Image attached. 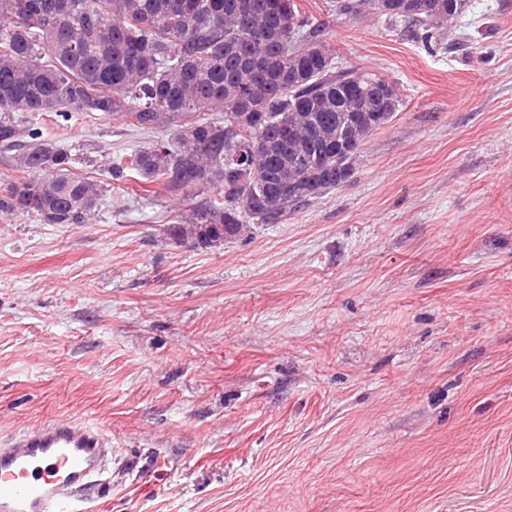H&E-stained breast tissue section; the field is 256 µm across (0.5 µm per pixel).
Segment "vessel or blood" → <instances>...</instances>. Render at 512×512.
Returning a JSON list of instances; mask_svg holds the SVG:
<instances>
[{"mask_svg": "<svg viewBox=\"0 0 512 512\" xmlns=\"http://www.w3.org/2000/svg\"><path fill=\"white\" fill-rule=\"evenodd\" d=\"M112 448L101 430L65 420L0 444V512H87Z\"/></svg>", "mask_w": 512, "mask_h": 512, "instance_id": "obj_1", "label": "vessel or blood"}]
</instances>
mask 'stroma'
Masks as SVG:
<instances>
[{
	"label": "stroma",
	"mask_w": 512,
	"mask_h": 512,
	"mask_svg": "<svg viewBox=\"0 0 512 512\" xmlns=\"http://www.w3.org/2000/svg\"><path fill=\"white\" fill-rule=\"evenodd\" d=\"M297 3L400 105L282 223L181 246L176 196L108 173L162 130L39 115L108 190L84 224L0 212V443L105 431L92 512H512V0L428 42Z\"/></svg>",
	"instance_id": "obj_1"
}]
</instances>
